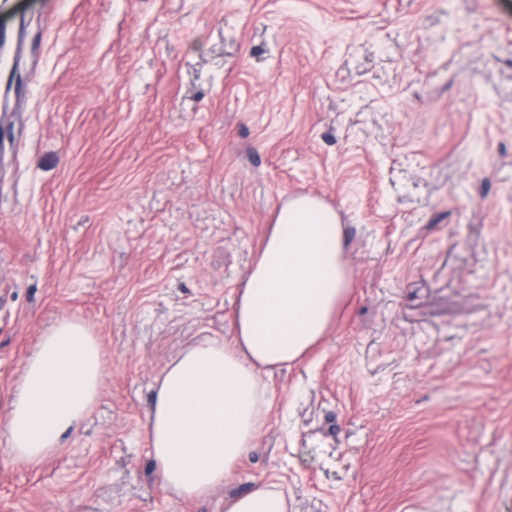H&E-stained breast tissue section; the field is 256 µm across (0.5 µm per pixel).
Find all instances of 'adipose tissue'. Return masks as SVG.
I'll return each mask as SVG.
<instances>
[{
    "mask_svg": "<svg viewBox=\"0 0 512 512\" xmlns=\"http://www.w3.org/2000/svg\"><path fill=\"white\" fill-rule=\"evenodd\" d=\"M346 231L315 198L288 199L259 246L233 311L232 333L185 347L155 380L145 433L162 485L184 501L212 494L247 458L271 402L266 376L306 360L329 336L350 293ZM106 366L98 340L60 321L27 359L5 438L17 461H41L98 399ZM274 483L224 500V512H288Z\"/></svg>",
    "mask_w": 512,
    "mask_h": 512,
    "instance_id": "1",
    "label": "adipose tissue"
}]
</instances>
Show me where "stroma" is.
<instances>
[{
	"mask_svg": "<svg viewBox=\"0 0 512 512\" xmlns=\"http://www.w3.org/2000/svg\"><path fill=\"white\" fill-rule=\"evenodd\" d=\"M346 226L353 293L269 382L210 497L144 424L184 346L226 336L282 202ZM106 363L62 448L3 429L39 339ZM512 512V0H0V512ZM288 492L274 483L256 485L247 493L224 499L225 512H288Z\"/></svg>",
	"mask_w": 512,
	"mask_h": 512,
	"instance_id": "obj_1",
	"label": "stroma"
}]
</instances>
